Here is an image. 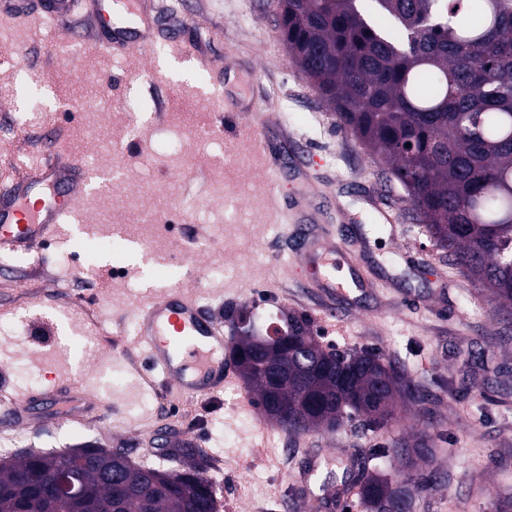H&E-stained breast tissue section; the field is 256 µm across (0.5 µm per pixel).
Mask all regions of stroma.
I'll return each mask as SVG.
<instances>
[{"mask_svg":"<svg viewBox=\"0 0 512 512\" xmlns=\"http://www.w3.org/2000/svg\"><path fill=\"white\" fill-rule=\"evenodd\" d=\"M39 0H0V187L28 174L63 130L70 150L115 183L80 199L79 221L120 227L100 245L97 235L48 241L34 254L0 251V406L44 389L52 380L76 382L101 406L82 421H58L53 406L24 423L0 422V456L60 453L92 446L121 450L135 464L173 468L157 452L158 430L190 442L216 485L219 512H282L280 505L302 465L317 452L368 453L374 444L416 443L426 419L447 428L434 441L436 486L415 493L413 512H494L512 500V322L484 293L452 270L430 241L403 188L352 134L302 73L284 44L273 0H141L159 17L153 56L112 57L77 42L61 54L68 27L89 29L86 12L63 24L28 26L19 13ZM189 32L213 60L212 69L171 53L170 32ZM222 84L237 109L255 108L277 149L300 147L303 173L285 168L271 183L262 156L203 89ZM136 119L142 136L125 132ZM223 121L221 135L204 127ZM324 194L319 217L336 242L359 252L377 295L348 306L342 326L314 322L324 348H374L429 397L428 417L399 405L389 434L358 423L332 431L287 432L259 409H240L244 381L221 400H186L158 393L125 368L115 338L131 327L150 284L196 288L218 318L243 304L310 313L319 304L303 288L307 269L264 205L270 186L284 199L305 185ZM246 223H230L234 206ZM175 263L152 271L131 257L128 241ZM73 326L72 354L57 359L44 318ZM269 430L266 460H254L255 430Z\"/></svg>","mask_w":512,"mask_h":512,"instance_id":"1","label":"stroma"}]
</instances>
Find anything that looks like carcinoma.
Wrapping results in <instances>:
<instances>
[{
  "label": "carcinoma",
  "instance_id": "1",
  "mask_svg": "<svg viewBox=\"0 0 512 512\" xmlns=\"http://www.w3.org/2000/svg\"><path fill=\"white\" fill-rule=\"evenodd\" d=\"M284 41L332 107L339 127L375 153L404 189L435 245L475 288L512 316V0H276ZM254 307L228 319L235 367L262 411L290 431H366L396 422L397 399L425 417L427 395L363 349L327 352L308 317L285 309L265 331ZM282 347L265 345L268 332ZM288 407V420L277 409ZM371 449L345 466L363 479L362 512H411L410 487H434L422 440L401 449L403 477L367 475ZM177 470L141 467L121 452L0 458V512H218L195 449H166ZM66 471L84 487L75 504L51 506L45 476ZM319 512L340 508L326 472Z\"/></svg>",
  "mask_w": 512,
  "mask_h": 512
}]
</instances>
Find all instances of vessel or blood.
<instances>
[{"label":"vessel or blood","instance_id":"1","mask_svg":"<svg viewBox=\"0 0 512 512\" xmlns=\"http://www.w3.org/2000/svg\"><path fill=\"white\" fill-rule=\"evenodd\" d=\"M95 6L97 35L92 45L98 53L116 55L132 48L151 53L149 33L154 20L141 13L136 0L127 4L128 12L138 17L130 26L113 22L109 0H95ZM242 119L241 130L255 151L267 154L270 138L264 121L248 113ZM53 140L55 151L35 164L34 175L14 181L8 192L0 195L1 251L28 252L46 241L57 225L68 223L78 192L92 183L81 161L64 150L61 135H54ZM43 182L62 188V195L50 200L36 196L34 189ZM288 208L302 240L298 256L310 273L306 285L323 297V314L335 317L337 305L353 303L357 295L367 293L369 285L357 276L338 281L334 275L337 248L330 231L318 224L306 200L294 201ZM134 317L133 344L147 361L142 371L147 385L198 398L217 394L233 384V375L224 371L228 338L223 325L193 290L169 289L152 296L138 305ZM45 399L56 405V415L61 420L85 416L97 408L86 394L72 388L51 387L24 397L0 414L16 423L25 422L33 404Z\"/></svg>","mask_w":512,"mask_h":512}]
</instances>
